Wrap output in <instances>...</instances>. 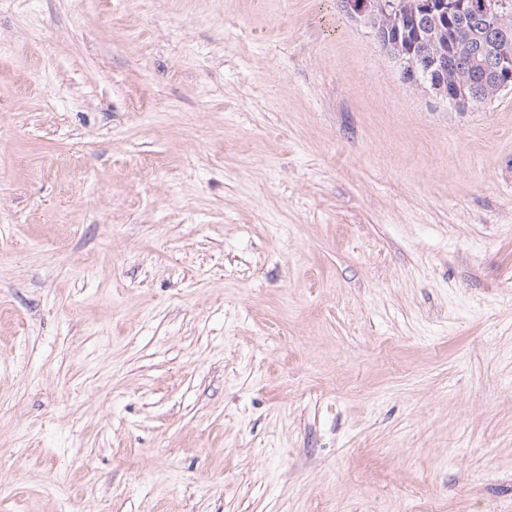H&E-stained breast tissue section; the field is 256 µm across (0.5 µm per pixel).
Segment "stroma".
<instances>
[{
	"instance_id": "35a3bbf8",
	"label": "stroma",
	"mask_w": 512,
	"mask_h": 512,
	"mask_svg": "<svg viewBox=\"0 0 512 512\" xmlns=\"http://www.w3.org/2000/svg\"><path fill=\"white\" fill-rule=\"evenodd\" d=\"M340 0H0V512H512V90Z\"/></svg>"
}]
</instances>
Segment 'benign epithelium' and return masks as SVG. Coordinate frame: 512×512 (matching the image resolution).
<instances>
[{"instance_id": "7a95c632", "label": "benign epithelium", "mask_w": 512, "mask_h": 512, "mask_svg": "<svg viewBox=\"0 0 512 512\" xmlns=\"http://www.w3.org/2000/svg\"><path fill=\"white\" fill-rule=\"evenodd\" d=\"M346 11L363 18L377 39L388 42L400 38L401 21L396 0H344ZM438 10L476 28L480 39L474 44H448V55H442L441 35L431 38L426 50L410 59L404 67L407 81L418 86H431L438 96L459 109L483 103L512 86V5L508 0H440ZM470 55L472 67L481 78L469 75V68L455 65L461 54ZM448 78L427 82L420 75L441 74Z\"/></svg>"}]
</instances>
